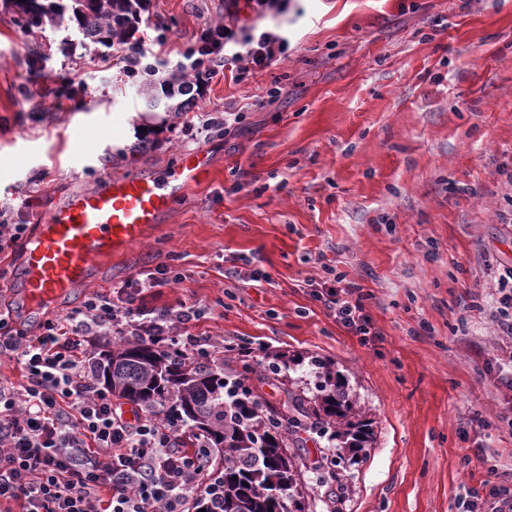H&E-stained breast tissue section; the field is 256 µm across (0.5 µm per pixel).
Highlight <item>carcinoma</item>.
I'll return each instance as SVG.
<instances>
[{
	"mask_svg": "<svg viewBox=\"0 0 512 512\" xmlns=\"http://www.w3.org/2000/svg\"><path fill=\"white\" fill-rule=\"evenodd\" d=\"M28 28L54 27L64 17L79 21L81 44L89 48L120 46L132 38L148 0H96L92 7L84 0H30L19 10L16 0H3ZM149 110L166 100L165 111L175 116L188 102L175 101L190 86L176 76L161 85L139 84ZM319 368L314 392L298 396L277 407L249 384L255 367L227 369L205 363L192 364L172 348L136 340L112 346L96 361V377L111 369L112 394L129 403L161 412L201 433L213 448L221 450L215 476L221 487L222 512H305L301 485L303 459L290 450V428L315 426L321 434L338 442L336 463L345 460L341 452H361L371 434L367 413L350 399L345 383L337 378L334 363L311 358Z\"/></svg>",
	"mask_w": 512,
	"mask_h": 512,
	"instance_id": "1",
	"label": "carcinoma"
}]
</instances>
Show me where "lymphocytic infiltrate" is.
<instances>
[{
	"label": "lymphocytic infiltrate",
	"instance_id": "lymphocytic-infiltrate-1",
	"mask_svg": "<svg viewBox=\"0 0 512 512\" xmlns=\"http://www.w3.org/2000/svg\"><path fill=\"white\" fill-rule=\"evenodd\" d=\"M283 0H224V21L204 26L182 53L195 81L207 85L225 71L240 76L287 58L281 29L255 32L241 23L242 8L256 16L279 13ZM166 263L108 292L92 293L63 320L39 333L13 327L0 313V356L20 365L23 381L0 382V502L20 512H196L198 499L218 494L213 452L204 441L185 449V425L142 410L125 416L101 389L84 346L91 336L154 340L193 361H214L217 342L191 333L197 303L155 310L144 290L178 283ZM314 298L347 332L368 343V298L357 283L337 276Z\"/></svg>",
	"mask_w": 512,
	"mask_h": 512
}]
</instances>
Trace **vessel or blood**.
<instances>
[{"label":"vessel or blood","instance_id":"obj_1","mask_svg":"<svg viewBox=\"0 0 512 512\" xmlns=\"http://www.w3.org/2000/svg\"><path fill=\"white\" fill-rule=\"evenodd\" d=\"M211 165L210 155L196 150L184 154L166 177H110L57 202L28 241L19 271L31 314L41 315L71 289L94 285L98 262L160 230L176 201Z\"/></svg>","mask_w":512,"mask_h":512}]
</instances>
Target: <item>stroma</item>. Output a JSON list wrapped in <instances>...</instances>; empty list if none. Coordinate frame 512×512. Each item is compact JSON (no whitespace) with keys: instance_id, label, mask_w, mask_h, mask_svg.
<instances>
[{"instance_id":"35a3bbf8","label":"stroma","mask_w":512,"mask_h":512,"mask_svg":"<svg viewBox=\"0 0 512 512\" xmlns=\"http://www.w3.org/2000/svg\"><path fill=\"white\" fill-rule=\"evenodd\" d=\"M288 57L149 112L121 65L72 22L21 27L0 8V221L39 223L106 177L164 174L202 149L212 168L162 229L98 265L105 290L166 262L181 283L148 307L194 301L195 333L333 361L372 422L343 469L340 512H464L469 488L512 482V391L488 362L512 354L489 314L512 267V0H285ZM224 0H150L138 32L170 31L158 78ZM69 50H62L63 41ZM39 70H31V59ZM70 71L81 85L60 83ZM283 93L262 108L272 86ZM241 111L230 135L189 141L203 112ZM23 253L0 258V303L20 297ZM371 294L369 345L309 295L335 274Z\"/></svg>"}]
</instances>
